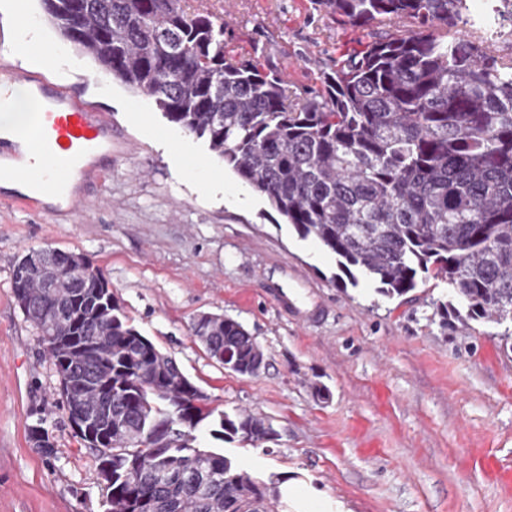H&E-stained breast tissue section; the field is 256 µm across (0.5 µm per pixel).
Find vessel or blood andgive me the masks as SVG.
<instances>
[{"mask_svg": "<svg viewBox=\"0 0 512 512\" xmlns=\"http://www.w3.org/2000/svg\"><path fill=\"white\" fill-rule=\"evenodd\" d=\"M9 50L8 34L0 33V108L22 86L40 102L41 120L27 136L0 151V182L26 175L28 192L9 200L34 212L49 216L75 210L72 184L100 180L98 162L112 153V116L52 86L45 74L9 57Z\"/></svg>", "mask_w": 512, "mask_h": 512, "instance_id": "vessel-or-blood-1", "label": "vessel or blood"}]
</instances>
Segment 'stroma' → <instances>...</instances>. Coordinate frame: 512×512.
Instances as JSON below:
<instances>
[{
  "label": "stroma",
  "instance_id": "stroma-1",
  "mask_svg": "<svg viewBox=\"0 0 512 512\" xmlns=\"http://www.w3.org/2000/svg\"><path fill=\"white\" fill-rule=\"evenodd\" d=\"M381 33L318 0H224L226 57L254 58L299 93ZM64 81L111 109L112 168L102 204L41 217L0 200V512H100L95 454L75 437L54 366L18 307L12 272L31 249L83 254L103 270L130 323L209 407L266 416L276 441L198 443L254 475L285 477L292 512H512V323L442 328L428 278L402 298L366 277L337 279L334 255L300 238L204 140L167 121L76 47ZM210 160L220 187L189 178ZM296 278L292 310L269 297ZM320 309L314 323L305 313ZM231 317L262 345L254 376L224 369L191 334L199 315ZM329 391L317 396L316 387ZM43 424L44 454L29 429Z\"/></svg>",
  "mask_w": 512,
  "mask_h": 512
}]
</instances>
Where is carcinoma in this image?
<instances>
[{
    "mask_svg": "<svg viewBox=\"0 0 512 512\" xmlns=\"http://www.w3.org/2000/svg\"><path fill=\"white\" fill-rule=\"evenodd\" d=\"M60 34L172 123L208 140L224 164L292 226L388 297L444 277L443 323L512 322V57L493 50L512 0H320L331 16L390 32L322 76L319 97H291L281 75L224 55V25L184 0H41ZM482 32L471 39L469 28ZM49 292L13 288L56 371H71L68 413L100 412L104 430L76 433L95 451L112 512H287L283 478L262 479L196 446L269 442L266 418L215 413L171 356L136 341L104 274L69 253ZM75 288L93 296L69 306ZM192 335L224 347L240 375L249 332L197 319ZM112 439V444L102 439Z\"/></svg>",
    "mask_w": 512,
    "mask_h": 512,
    "instance_id": "cac0c4a2",
    "label": "carcinoma"
}]
</instances>
